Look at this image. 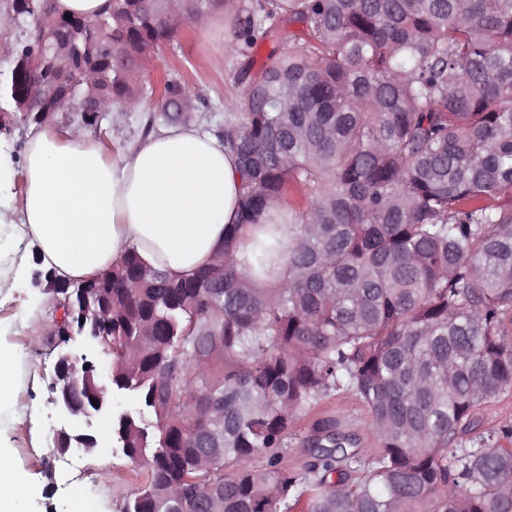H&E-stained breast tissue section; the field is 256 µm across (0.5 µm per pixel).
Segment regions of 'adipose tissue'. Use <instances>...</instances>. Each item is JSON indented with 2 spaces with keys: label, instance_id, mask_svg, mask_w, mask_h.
Masks as SVG:
<instances>
[{
  "label": "adipose tissue",
  "instance_id": "adipose-tissue-1",
  "mask_svg": "<svg viewBox=\"0 0 512 512\" xmlns=\"http://www.w3.org/2000/svg\"><path fill=\"white\" fill-rule=\"evenodd\" d=\"M20 187L0 183V232L19 247L0 256V292L29 259L60 281L88 280L128 250L169 276L210 263L236 217L240 170L223 142L195 122L162 126L109 151L73 127L30 130Z\"/></svg>",
  "mask_w": 512,
  "mask_h": 512
}]
</instances>
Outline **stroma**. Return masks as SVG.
Returning <instances> with one entry per match:
<instances>
[{"instance_id": "obj_1", "label": "stroma", "mask_w": 512, "mask_h": 512, "mask_svg": "<svg viewBox=\"0 0 512 512\" xmlns=\"http://www.w3.org/2000/svg\"><path fill=\"white\" fill-rule=\"evenodd\" d=\"M210 20L209 30L203 33L189 25L182 27L176 40L146 62L144 80L152 91L135 108L118 107L107 116L110 150L143 138L147 122L162 126L160 90L170 80L204 100L196 113L201 127L223 124L225 101L241 92L232 78L239 60L224 51L225 43L234 37L231 22L220 11ZM38 270V265H31L17 278L10 297L0 301V343L21 353L15 397L0 404V436L7 440L14 466L28 473L33 484L19 512H121L124 500L146 480L144 463L112 449L80 457L78 469L67 473L64 455L54 449L58 431L71 422L59 413L47 390L54 361L45 354V338L52 316L48 295L34 284ZM320 410L333 417L341 430L356 434L363 447H374L375 439L366 427L367 413L352 394L327 398Z\"/></svg>"}]
</instances>
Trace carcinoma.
Masks as SVG:
<instances>
[{"instance_id": "1", "label": "carcinoma", "mask_w": 512, "mask_h": 512, "mask_svg": "<svg viewBox=\"0 0 512 512\" xmlns=\"http://www.w3.org/2000/svg\"><path fill=\"white\" fill-rule=\"evenodd\" d=\"M41 37L98 49L43 17ZM224 6L247 58L241 96L216 137L238 159L237 220L224 254L173 279L136 252L75 285L45 274L69 308L49 353L90 340L73 389L86 410L112 392V442L148 467L122 512H512V426L481 432L480 406L512 388V0H112V104L147 94L145 62L200 10ZM266 45L258 62L251 50ZM0 99L29 74L11 66ZM167 123L195 118L191 92ZM78 112V130L97 131ZM306 202L295 206L291 192ZM281 281L258 288L236 258L277 250ZM91 307L94 319L81 311ZM352 394L378 441L370 452L314 421L310 460L282 464L288 436L323 399Z\"/></svg>"}]
</instances>
